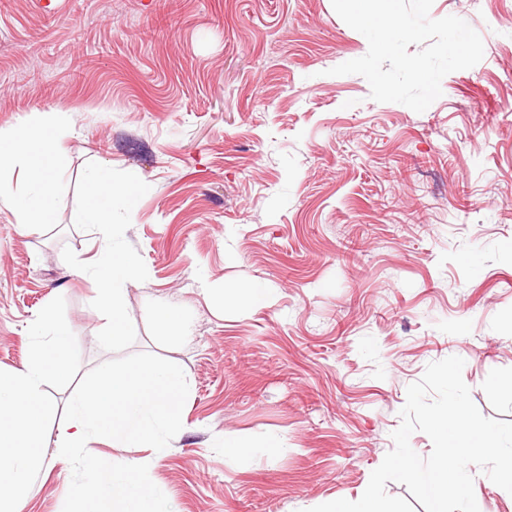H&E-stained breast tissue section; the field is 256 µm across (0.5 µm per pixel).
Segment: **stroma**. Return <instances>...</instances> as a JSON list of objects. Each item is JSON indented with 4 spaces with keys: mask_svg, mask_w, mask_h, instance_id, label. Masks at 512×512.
Wrapping results in <instances>:
<instances>
[{
    "mask_svg": "<svg viewBox=\"0 0 512 512\" xmlns=\"http://www.w3.org/2000/svg\"><path fill=\"white\" fill-rule=\"evenodd\" d=\"M484 42L418 113L329 70L368 43L331 0H0V130L61 113L59 207L22 225L0 203V371L66 301L81 372L150 352L190 388L171 450L139 460L172 512H308L358 500L393 448L409 384L456 355L483 415L512 422V0H434ZM140 187L114 239L137 254L129 328L106 341L80 223L85 177ZM270 288L228 309L218 290ZM179 310L191 340L153 325ZM276 437L281 452L225 444ZM71 468L24 512H62Z\"/></svg>",
    "mask_w": 512,
    "mask_h": 512,
    "instance_id": "stroma-1",
    "label": "stroma"
}]
</instances>
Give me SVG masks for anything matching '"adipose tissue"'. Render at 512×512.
Returning <instances> with one entry per match:
<instances>
[{"label": "adipose tissue", "instance_id": "1", "mask_svg": "<svg viewBox=\"0 0 512 512\" xmlns=\"http://www.w3.org/2000/svg\"><path fill=\"white\" fill-rule=\"evenodd\" d=\"M62 129L60 116L46 112L35 126L0 131V175L18 166L26 174L27 189L20 195L8 191L0 182V199L11 206L18 223H48L57 206L56 176L60 158L56 145ZM85 182L81 220L105 233L101 257L92 274L100 285L101 298L108 311V335L117 341L127 334L124 296L127 283L138 270V259L134 253L117 250L112 245L110 203L116 198L122 201L125 210H132L138 187L133 183L115 187L112 172L106 167L89 173Z\"/></svg>", "mask_w": 512, "mask_h": 512}]
</instances>
